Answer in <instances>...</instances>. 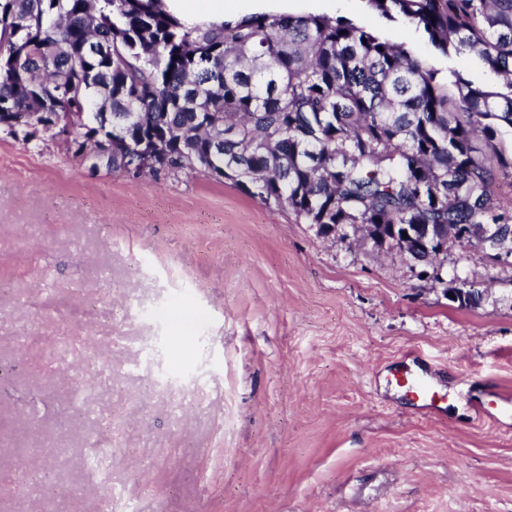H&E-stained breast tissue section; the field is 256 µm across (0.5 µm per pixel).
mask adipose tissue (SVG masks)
Wrapping results in <instances>:
<instances>
[{
    "instance_id": "ef3b65f1",
    "label": "adipose tissue",
    "mask_w": 512,
    "mask_h": 512,
    "mask_svg": "<svg viewBox=\"0 0 512 512\" xmlns=\"http://www.w3.org/2000/svg\"><path fill=\"white\" fill-rule=\"evenodd\" d=\"M164 9L181 22L218 28L260 15L287 11L288 0H162Z\"/></svg>"
}]
</instances>
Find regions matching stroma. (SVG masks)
Returning a JSON list of instances; mask_svg holds the SVG:
<instances>
[{
    "mask_svg": "<svg viewBox=\"0 0 512 512\" xmlns=\"http://www.w3.org/2000/svg\"><path fill=\"white\" fill-rule=\"evenodd\" d=\"M288 12L497 82L364 0ZM441 276L227 179L93 171L52 132L0 131V512H108L123 488L130 512H512V269L458 247ZM456 277L486 287L479 306L448 299ZM183 304L203 317L193 340ZM410 349L436 413L388 377ZM170 372L181 391H161ZM109 421L112 455L91 467Z\"/></svg>",
    "mask_w": 512,
    "mask_h": 512,
    "instance_id": "35a3bbf8",
    "label": "stroma"
}]
</instances>
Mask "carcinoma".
<instances>
[{
    "mask_svg": "<svg viewBox=\"0 0 512 512\" xmlns=\"http://www.w3.org/2000/svg\"><path fill=\"white\" fill-rule=\"evenodd\" d=\"M161 0H0V115L73 117V156L112 139V170L202 171L286 204L323 237L380 248L430 224L439 255L468 227L512 231V0H365L499 86L443 71L345 17L188 26Z\"/></svg>",
    "mask_w": 512,
    "mask_h": 512,
    "instance_id": "obj_1",
    "label": "carcinoma"
}]
</instances>
